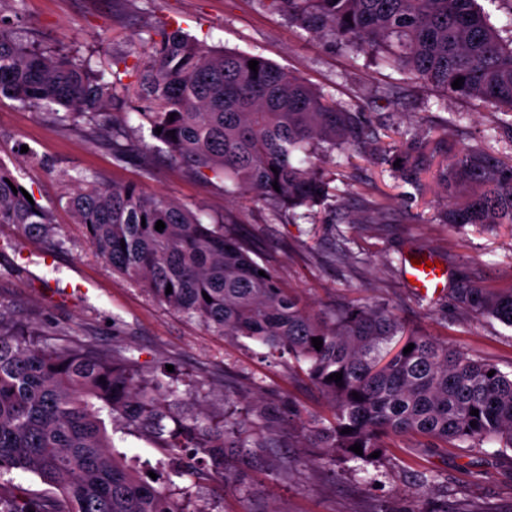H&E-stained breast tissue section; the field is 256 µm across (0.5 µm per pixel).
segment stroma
<instances>
[{"mask_svg": "<svg viewBox=\"0 0 512 512\" xmlns=\"http://www.w3.org/2000/svg\"><path fill=\"white\" fill-rule=\"evenodd\" d=\"M0 16L26 39L89 62L111 66L149 46L160 22L182 28L209 47L261 56L337 103L362 113L382 145L397 146L400 131L419 123L457 150H483L512 162V117L481 99L443 95L401 70L316 38L269 11L262 0H0ZM436 156L418 185L394 177L380 156L334 153L336 195L320 208L276 214L240 194L228 181L174 165L161 154L148 162L116 161L98 130L56 122L8 98L0 99V164L39 204L52 208L58 245L0 224V307L5 320L38 332L62 325L83 339L118 347L144 372L203 381V392L224 391L269 403H288L303 417L328 414L322 393L292 359L244 337L209 331L113 272L90 248L85 230L59 203L64 177L134 183L192 210L221 217L254 250L282 287L319 311L362 299L386 304L408 328L512 372V328L476 316L458 301V289L512 288V226L489 233L442 224L443 194ZM51 262H44L43 252ZM430 253L445 267L446 288L420 298L405 275L407 257ZM260 467H244L249 499L207 482L214 512H372L383 499L396 512L416 500L428 508L462 502L473 512H512V451L488 441L482 452L431 448L426 440H391L385 457L361 466L317 463L313 448L256 449ZM300 464L290 474L272 469L274 457ZM434 471L429 487L414 481Z\"/></svg>", "mask_w": 512, "mask_h": 512, "instance_id": "obj_1", "label": "stroma"}]
</instances>
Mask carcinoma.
<instances>
[{"label": "carcinoma", "instance_id": "carcinoma-1", "mask_svg": "<svg viewBox=\"0 0 512 512\" xmlns=\"http://www.w3.org/2000/svg\"><path fill=\"white\" fill-rule=\"evenodd\" d=\"M264 2L290 24L364 51L448 96L491 100L512 113V34L502 36L477 0ZM149 44L143 63L106 72L29 45L0 18V98L50 112L61 123L110 127L116 160L161 150L200 174L231 181L276 212L326 203L335 181L325 167L331 152L379 151L357 113L267 59L210 48L165 24ZM251 60L258 61L256 73ZM458 77L464 84L454 89ZM131 95L140 103L138 129L147 130L151 144L130 143L110 112ZM442 151L447 163L438 179L449 208L441 221L489 231L512 225L511 164L484 153L451 154L443 140L410 127L402 132L398 170L416 172L427 155ZM20 188L0 165V224L53 241V211L30 203ZM63 199L112 270L218 333L259 341L304 363L331 416L304 419L289 407L259 402L250 419L230 409L235 401L226 393L220 401L227 408L212 415L192 407L190 392H180L175 381L141 373L118 351L56 328L36 337L6 326L0 310V512H213L209 499L191 497L177 481L190 476L199 486L216 479L246 492L237 463L253 448L277 447L286 422L302 447L321 450L327 465L372 463L370 455L385 451L392 436L473 449L494 440L512 450V373L496 364L406 329L381 303L307 309L224 230V218L206 224L164 194L82 177ZM459 296L467 310L512 327V288H468ZM316 337L323 341L319 350ZM410 344L412 351L403 353ZM337 372L340 384L328 380ZM345 428L352 432L341 433ZM118 433L141 435L163 457L128 455L116 446ZM356 443L363 454L350 450ZM21 473L46 489L17 496L12 475Z\"/></svg>", "mask_w": 512, "mask_h": 512}]
</instances>
